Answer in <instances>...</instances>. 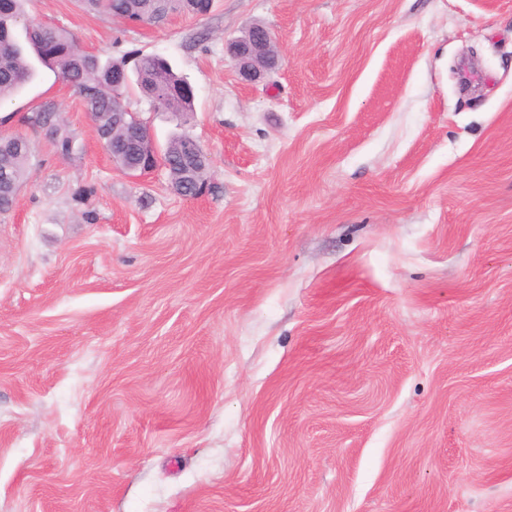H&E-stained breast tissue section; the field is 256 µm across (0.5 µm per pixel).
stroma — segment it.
Listing matches in <instances>:
<instances>
[{"mask_svg":"<svg viewBox=\"0 0 512 512\" xmlns=\"http://www.w3.org/2000/svg\"><path fill=\"white\" fill-rule=\"evenodd\" d=\"M209 189L125 174L48 69L0 103L30 176L0 214V512H512V0H213L134 25ZM262 24L245 84L224 44ZM469 87H462V75ZM74 150L24 118L45 102ZM275 43L276 38L272 32L268 28H260L258 36L253 40L244 44L231 41L225 44V51L235 61L240 78L255 83L276 69L278 57L268 63L263 62ZM136 82L141 92L162 112H193V92L185 77L175 71L167 58L142 55L137 60Z\"/></svg>","mask_w":512,"mask_h":512,"instance_id":"35a3bbf8","label":"stroma"}]
</instances>
